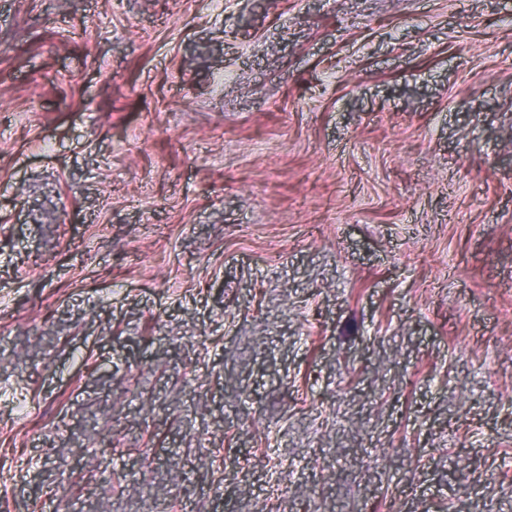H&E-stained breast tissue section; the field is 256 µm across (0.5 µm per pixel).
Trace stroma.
Segmentation results:
<instances>
[{
    "label": "stroma",
    "mask_w": 512,
    "mask_h": 512,
    "mask_svg": "<svg viewBox=\"0 0 512 512\" xmlns=\"http://www.w3.org/2000/svg\"><path fill=\"white\" fill-rule=\"evenodd\" d=\"M0 506L512 512V0H0Z\"/></svg>",
    "instance_id": "stroma-1"
}]
</instances>
